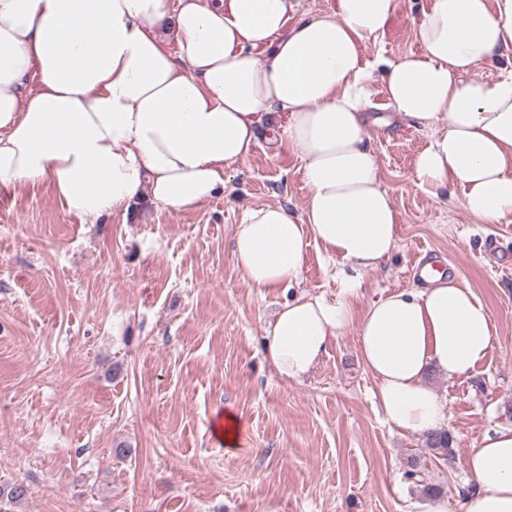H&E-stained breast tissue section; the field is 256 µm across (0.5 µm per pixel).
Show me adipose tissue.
Listing matches in <instances>:
<instances>
[{
	"mask_svg": "<svg viewBox=\"0 0 512 512\" xmlns=\"http://www.w3.org/2000/svg\"><path fill=\"white\" fill-rule=\"evenodd\" d=\"M401 0H333L297 14L295 0H0V190L50 185L82 220L127 212L142 195L173 212L224 190L279 113L308 188L294 213L250 209L233 258L252 287L297 283L310 244L337 263L336 301H286L263 353L299 381L350 327L376 381L384 419L426 435L448 425L430 372L458 377L488 357L495 329L466 287L433 271L424 288L396 290L355 315L363 273L395 250L398 217L382 189L368 126L369 83L381 70L387 106L425 133L418 187H460L479 224L512 221V70L474 77L512 50V0H432L415 22L420 52L373 66L364 44L384 36ZM178 45L169 52L162 37ZM38 88L25 93L29 79ZM474 490L450 508L512 512V427L487 434L464 460Z\"/></svg>",
	"mask_w": 512,
	"mask_h": 512,
	"instance_id": "1",
	"label": "adipose tissue"
}]
</instances>
